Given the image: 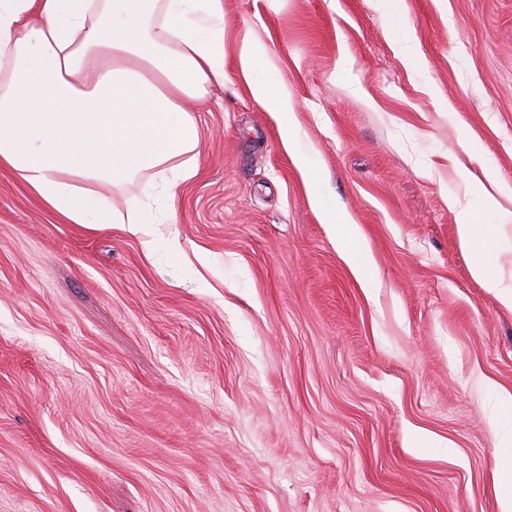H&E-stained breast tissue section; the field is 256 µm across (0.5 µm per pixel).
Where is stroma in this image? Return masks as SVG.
Returning <instances> with one entry per match:
<instances>
[{
  "label": "stroma",
  "mask_w": 512,
  "mask_h": 512,
  "mask_svg": "<svg viewBox=\"0 0 512 512\" xmlns=\"http://www.w3.org/2000/svg\"><path fill=\"white\" fill-rule=\"evenodd\" d=\"M194 177L67 224L0 169V512H500L512 311L449 198L512 188V0H224ZM266 49L359 281L238 51ZM469 136L481 155L461 145ZM436 436L412 448L411 430ZM325 223L328 224L331 231L340 241L350 264L360 278L365 283H371L378 277L376 269L369 264L367 257L363 253L362 238L357 224L340 212L328 213Z\"/></svg>",
  "instance_id": "stroma-1"
}]
</instances>
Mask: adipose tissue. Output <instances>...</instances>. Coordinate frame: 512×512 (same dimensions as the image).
Here are the masks:
<instances>
[{"label": "adipose tissue", "mask_w": 512, "mask_h": 512, "mask_svg": "<svg viewBox=\"0 0 512 512\" xmlns=\"http://www.w3.org/2000/svg\"><path fill=\"white\" fill-rule=\"evenodd\" d=\"M200 11L223 17L224 0H0V168L68 223H135L92 187L154 169L168 192L195 175L199 131L181 102L224 83V32L196 24ZM250 91L316 185L287 91L263 79ZM448 205L473 277L512 310L502 263L512 212L483 224L479 209ZM326 222L360 280L375 281L358 225L339 212Z\"/></svg>", "instance_id": "obj_1"}]
</instances>
